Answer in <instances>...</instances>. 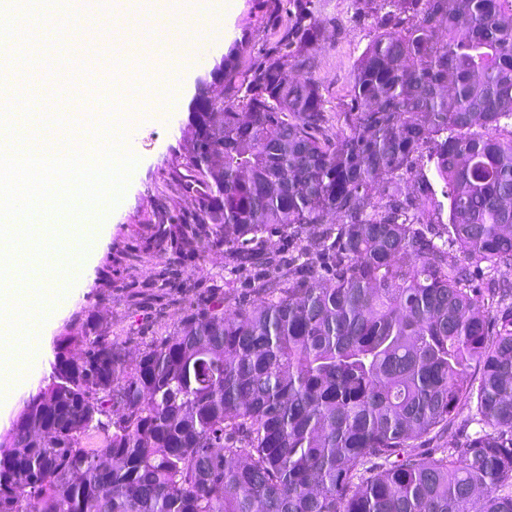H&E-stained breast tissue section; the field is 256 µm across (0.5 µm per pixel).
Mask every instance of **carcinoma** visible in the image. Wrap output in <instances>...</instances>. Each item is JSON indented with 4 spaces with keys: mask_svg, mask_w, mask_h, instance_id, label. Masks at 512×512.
<instances>
[{
    "mask_svg": "<svg viewBox=\"0 0 512 512\" xmlns=\"http://www.w3.org/2000/svg\"><path fill=\"white\" fill-rule=\"evenodd\" d=\"M288 4L266 60L236 44L224 100L201 89V206L168 231L224 247L260 301L213 299L134 358L93 319L56 337L0 432V512H512V0H362L378 33L334 118L325 26ZM273 232L288 255L257 248Z\"/></svg>",
    "mask_w": 512,
    "mask_h": 512,
    "instance_id": "obj_1",
    "label": "carcinoma"
}]
</instances>
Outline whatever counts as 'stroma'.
I'll use <instances>...</instances> for the list:
<instances>
[{
    "instance_id": "35a3bbf8",
    "label": "stroma",
    "mask_w": 512,
    "mask_h": 512,
    "mask_svg": "<svg viewBox=\"0 0 512 512\" xmlns=\"http://www.w3.org/2000/svg\"><path fill=\"white\" fill-rule=\"evenodd\" d=\"M315 3L327 30L312 74L326 111L333 115L348 101L354 67L376 29L371 19L357 17L355 0ZM287 24L288 0H233L224 43L185 73L183 108L175 112L150 108L131 118L128 136L138 163L125 203L108 225L99 227L103 246L88 262L89 283L72 289L58 303L46 327V343H54L65 325L77 330L94 316L109 335L135 353L170 335L183 318L212 297H223L229 310L239 302L258 301V294L244 288L243 274L225 269L223 249L205 246L195 256L183 258L163 238L170 225L192 220L199 208L200 197L188 186L183 151L189 122L186 105L196 93L198 80L237 41L248 46L241 66L262 61ZM17 78L31 86L35 98L36 113L23 123L24 132L41 131L39 116L45 113L61 133L98 135L97 123L85 122L82 116L86 97L79 64L47 57L40 69L18 73ZM92 78L112 105L120 102L113 89L117 78L141 84L146 96L154 94V77L136 54L125 59L119 76L107 71L93 73Z\"/></svg>"
}]
</instances>
